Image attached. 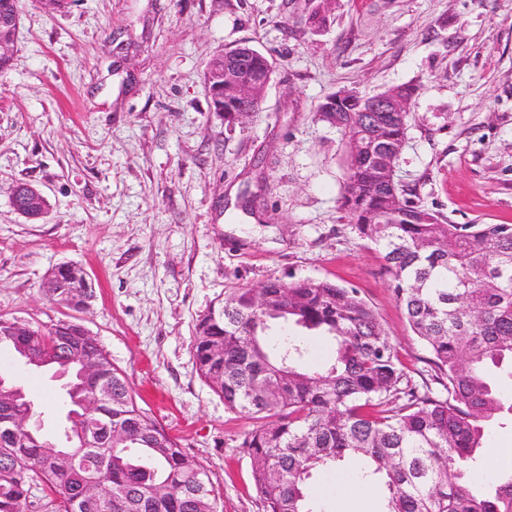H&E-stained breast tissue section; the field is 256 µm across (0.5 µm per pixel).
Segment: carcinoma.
I'll list each match as a JSON object with an SVG mask.
<instances>
[{
	"label": "carcinoma",
	"instance_id": "obj_1",
	"mask_svg": "<svg viewBox=\"0 0 512 512\" xmlns=\"http://www.w3.org/2000/svg\"><path fill=\"white\" fill-rule=\"evenodd\" d=\"M18 0H0V37L13 38ZM269 59L252 54L245 75L260 80ZM234 74L207 64L213 89ZM356 88L329 96L321 111L342 131L349 151L341 195L351 229L380 253L394 299L429 354L442 392L422 391L407 376L377 313L347 288L327 280L269 281L239 286L198 320L192 354L198 375L232 411L273 421L244 436L253 483L265 512H317L314 475L358 461L355 477L386 490L382 512H512V473L481 481L485 424L512 399L495 388L499 370L512 377V224H452L405 197L375 157L405 142L407 112H358ZM15 205L33 220L49 211L35 186L17 184ZM49 300L71 306L83 287L79 268L53 273ZM275 321L315 331L334 344L319 369L304 363L292 336L269 343ZM26 348L47 366L87 367L68 399L100 394L89 414L69 409L63 434L85 433L92 448H73L59 466L54 439L28 434L0 414V512H34L31 484L55 496V512H218L201 462L183 451L135 403L127 377L78 324L30 326L0 317V346Z\"/></svg>",
	"mask_w": 512,
	"mask_h": 512
}]
</instances>
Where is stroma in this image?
<instances>
[{"label": "stroma", "mask_w": 512, "mask_h": 512, "mask_svg": "<svg viewBox=\"0 0 512 512\" xmlns=\"http://www.w3.org/2000/svg\"><path fill=\"white\" fill-rule=\"evenodd\" d=\"M19 14L0 71V316L79 323L207 467L221 512H263L239 447L258 421L197 374L196 321L236 286L329 280L357 289L413 382L427 378L378 253L340 208L348 148L318 108L343 87H414L397 166L408 198L455 224H512V0H20ZM244 45L274 74L229 128L203 73ZM20 182L47 197L42 219L14 209ZM64 263L93 284L85 309L42 291ZM0 375L57 417L51 371L1 348ZM485 447L484 470L512 467V422L489 421Z\"/></svg>", "instance_id": "1"}]
</instances>
